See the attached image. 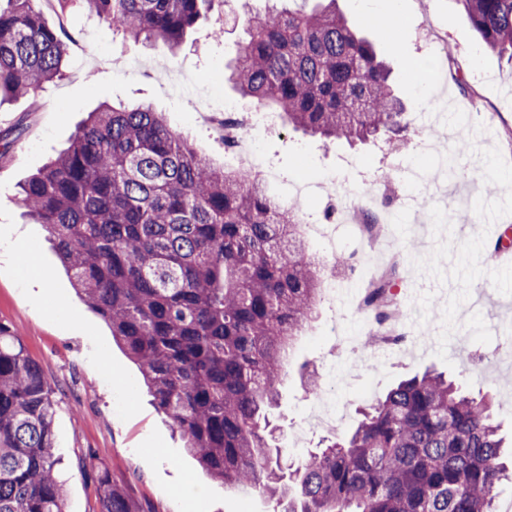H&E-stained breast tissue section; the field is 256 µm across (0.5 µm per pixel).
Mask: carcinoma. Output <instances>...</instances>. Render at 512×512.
Segmentation results:
<instances>
[{
  "instance_id": "1",
  "label": "carcinoma",
  "mask_w": 512,
  "mask_h": 512,
  "mask_svg": "<svg viewBox=\"0 0 512 512\" xmlns=\"http://www.w3.org/2000/svg\"><path fill=\"white\" fill-rule=\"evenodd\" d=\"M126 37L175 49L222 13L224 0H81ZM243 5L248 34L229 80L295 129L366 142L412 140L374 40L336 12ZM484 48L512 63V0H458ZM43 0H0V96L38 93L59 76L66 33ZM19 201L47 225L78 293L139 366L157 408L213 479L261 493L276 512H497L506 476L488 402L441 372L398 383L342 438L294 469L274 444L288 353L315 318L324 264L309 252L299 208H275L245 168L213 166L147 106L109 107L32 175ZM393 275L366 304L380 323ZM54 389L22 340L0 324V512H63ZM102 512H152L110 474Z\"/></svg>"
}]
</instances>
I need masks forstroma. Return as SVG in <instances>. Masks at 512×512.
I'll return each mask as SVG.
<instances>
[{
    "instance_id": "1",
    "label": "stroma",
    "mask_w": 512,
    "mask_h": 512,
    "mask_svg": "<svg viewBox=\"0 0 512 512\" xmlns=\"http://www.w3.org/2000/svg\"><path fill=\"white\" fill-rule=\"evenodd\" d=\"M399 20L394 45L379 51L391 67L395 92L409 108L432 96L448 100L446 123L427 117L424 143L413 153L422 163L448 151V127L456 112L491 114L493 123L458 132L466 171L447 196L446 224H425L423 199L435 195L434 182L397 192L404 215L392 238L368 252L352 227L335 218L336 237L355 267L374 272L398 261L406 340L387 354L363 348L352 362L351 347L369 331L355 306L320 302L315 319L295 342L280 386L275 418L279 444L290 461L301 462L327 438L349 431L357 411L395 383L428 369L448 372L472 394L487 393L504 433L512 435V360L487 364L500 337L512 336V256L486 253L489 227H512V150L502 142L512 131V64L481 51L480 39L458 0H394ZM237 0H229L212 23L190 29L176 50L159 41L133 40L113 32L80 6L66 13L44 7L50 27L69 36L65 74L38 96L0 101V132L13 144L0 159V323L21 337L55 389L53 429L63 464L65 512H100L94 476L101 469L123 483L153 512H274L276 504L211 480L188 456L179 433L159 411L142 376L113 342L106 323L74 289L46 225L34 223L17 202L21 185L68 147L77 126L102 105L150 104L215 165L230 169L211 119L225 99L238 92L224 74L246 40ZM223 27L213 40L212 27ZM436 30L459 66L465 83L448 79L444 67L430 71V85L414 70L426 66L422 28ZM255 141L277 177L267 191L290 196L305 176L342 173L348 193L315 190L303 217L324 221L347 194L372 193L393 176L398 149L380 136L355 146L330 143L293 130L285 122L254 131ZM321 389L307 391L309 374Z\"/></svg>"
}]
</instances>
